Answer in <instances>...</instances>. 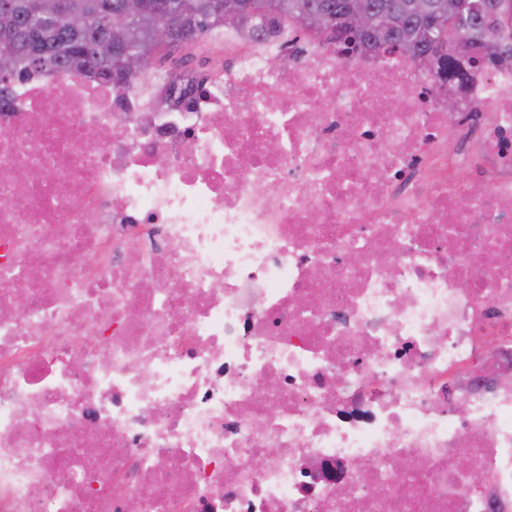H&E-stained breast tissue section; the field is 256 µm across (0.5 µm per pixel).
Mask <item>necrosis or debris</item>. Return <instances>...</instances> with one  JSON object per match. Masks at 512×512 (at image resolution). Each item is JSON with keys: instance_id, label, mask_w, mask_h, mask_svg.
I'll use <instances>...</instances> for the list:
<instances>
[{"instance_id": "obj_1", "label": "necrosis or debris", "mask_w": 512, "mask_h": 512, "mask_svg": "<svg viewBox=\"0 0 512 512\" xmlns=\"http://www.w3.org/2000/svg\"><path fill=\"white\" fill-rule=\"evenodd\" d=\"M224 53L0 107V512H512V69Z\"/></svg>"}]
</instances>
